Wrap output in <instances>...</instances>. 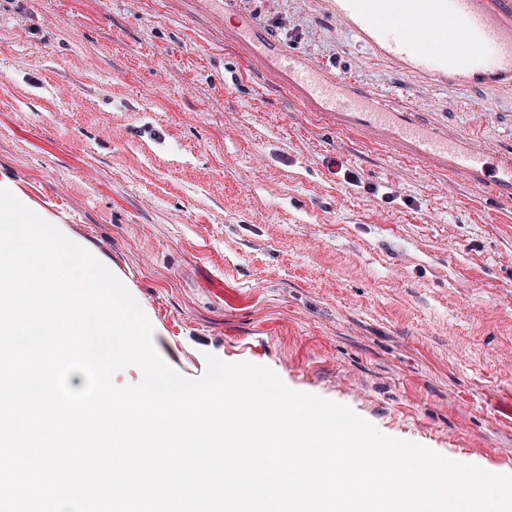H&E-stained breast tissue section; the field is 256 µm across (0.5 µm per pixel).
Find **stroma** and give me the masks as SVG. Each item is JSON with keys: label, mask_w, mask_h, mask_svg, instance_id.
Returning <instances> with one entry per match:
<instances>
[{"label": "stroma", "mask_w": 512, "mask_h": 512, "mask_svg": "<svg viewBox=\"0 0 512 512\" xmlns=\"http://www.w3.org/2000/svg\"><path fill=\"white\" fill-rule=\"evenodd\" d=\"M512 151V92L423 83L319 0H0V181L128 285L160 358L271 368L512 475V204L327 127L224 32Z\"/></svg>", "instance_id": "1"}]
</instances>
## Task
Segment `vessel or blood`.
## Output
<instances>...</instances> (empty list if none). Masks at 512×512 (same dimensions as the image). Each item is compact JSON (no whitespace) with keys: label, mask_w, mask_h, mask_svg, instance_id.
I'll list each match as a JSON object with an SVG mask.
<instances>
[{"label":"vessel or blood","mask_w":512,"mask_h":512,"mask_svg":"<svg viewBox=\"0 0 512 512\" xmlns=\"http://www.w3.org/2000/svg\"><path fill=\"white\" fill-rule=\"evenodd\" d=\"M326 12L379 57L442 86L512 90V0H325ZM229 41L244 62L274 69L308 111L339 130L512 200V153L420 121L388 96L331 75L248 26Z\"/></svg>","instance_id":"vessel-or-blood-1"}]
</instances>
